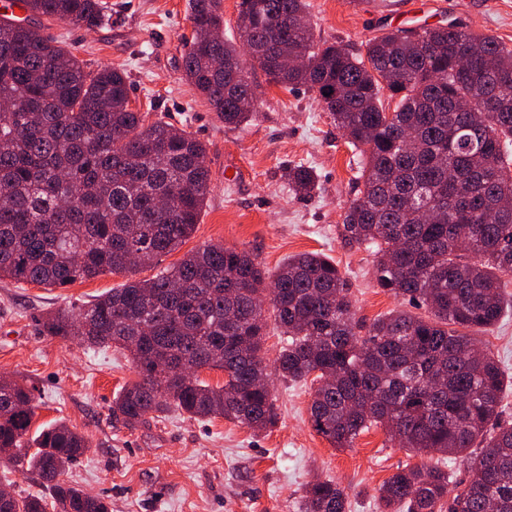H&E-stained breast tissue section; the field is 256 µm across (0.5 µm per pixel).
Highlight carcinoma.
Masks as SVG:
<instances>
[{
  "mask_svg": "<svg viewBox=\"0 0 512 512\" xmlns=\"http://www.w3.org/2000/svg\"><path fill=\"white\" fill-rule=\"evenodd\" d=\"M37 15L88 29L110 18L106 0H24ZM193 37L182 69L224 126L258 116L251 79L317 94L363 156L343 219L349 245L375 256L382 290L427 310L397 308L357 333L347 281L320 253L288 258L266 282L257 258L208 244L145 280H127L90 302L50 312L45 336L129 353L138 380L112 400L128 428L151 414L224 417L253 430L277 419L262 355L269 300L284 336L276 370L314 376L315 430L350 448L372 426L416 455L466 460L469 479L448 497L440 466H406L379 488L384 512H512V387L469 334L512 309V50L462 20L418 37L397 28L356 54L315 41L306 0H240L239 43L224 41L221 0H189ZM309 51L303 67L279 60ZM396 100L384 106L383 93ZM300 197L318 188L302 164L284 174ZM211 175L191 132L130 107L124 72L85 69L58 42L0 17V280L65 288L129 274L177 251L195 230ZM224 371V385L199 379ZM35 397L0 384V462L27 466L48 495L15 494L0 512H111L104 498L63 479L88 450L63 423L29 435ZM330 479L305 488L302 512H347Z\"/></svg>",
  "mask_w": 512,
  "mask_h": 512,
  "instance_id": "carcinoma-1",
  "label": "carcinoma"
}]
</instances>
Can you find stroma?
Segmentation results:
<instances>
[{"label": "stroma", "instance_id": "obj_1", "mask_svg": "<svg viewBox=\"0 0 512 512\" xmlns=\"http://www.w3.org/2000/svg\"><path fill=\"white\" fill-rule=\"evenodd\" d=\"M109 21L87 29L45 16L29 24L71 51L86 67L125 72L131 106L146 122L161 119L191 132L206 147L211 188L193 234L179 251L144 266L137 278L208 244L253 253L266 274L289 256L319 252L348 279L357 315L371 323L398 308L378 288L368 249L341 237L357 185L360 157L307 87L284 90L262 72L251 78L259 117L238 129L225 127L183 74V44L192 36L188 0H108ZM317 42H340L355 52L396 28L467 22L512 49V0H307ZM314 168L319 193H290L285 170ZM106 274L64 288L0 280V377L31 389L38 408L31 427L60 421L82 433L89 449L68 471L112 512H300L309 482L330 478L344 488L349 512H380L378 490L418 456L389 440L382 427L360 434L353 447L336 449L310 420L313 383H293L275 370L282 346L269 324L264 359L278 406L271 429L255 431L224 419H191L172 411L130 429L112 417V400L134 382L131 358L116 348L88 350L43 335L46 312L81 304L124 283ZM506 375L512 376V313L476 332Z\"/></svg>", "mask_w": 512, "mask_h": 512}]
</instances>
